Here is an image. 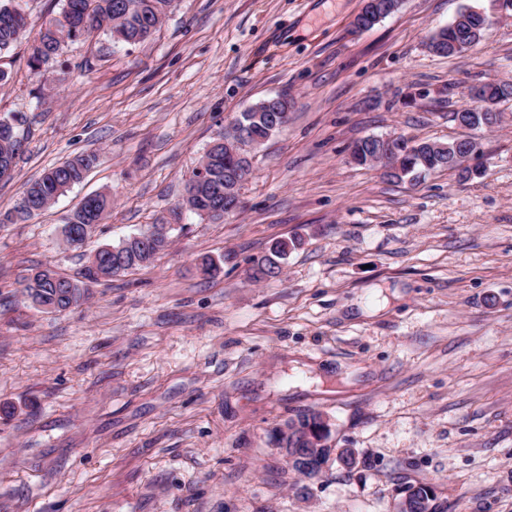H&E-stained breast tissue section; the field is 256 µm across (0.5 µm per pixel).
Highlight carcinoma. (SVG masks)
<instances>
[{"instance_id": "1", "label": "carcinoma", "mask_w": 512, "mask_h": 512, "mask_svg": "<svg viewBox=\"0 0 512 512\" xmlns=\"http://www.w3.org/2000/svg\"><path fill=\"white\" fill-rule=\"evenodd\" d=\"M174 0H64L56 17L42 27L29 46L28 66L36 71L59 55L67 42L86 41L99 33L114 43L136 44L148 39L163 23L171 11ZM18 0H0V52L7 51L25 38L28 17L17 11ZM489 24V17L477 10L466 8L446 27L439 29L429 39L428 49L440 57L458 56L471 48L473 39L482 34ZM474 92V106L465 109L471 115V125L486 127L496 121L483 111L482 100L501 105L512 100V81H482L470 87ZM261 99L242 112V118L250 126V136L256 141H267L277 130L271 127L276 106L265 105ZM20 141L7 135L0 136V163L15 160ZM455 152L454 142H425L423 149L404 156L399 169L401 180L414 181L431 172L448 169V162ZM207 158L205 184L200 195L182 202V206L204 216L218 198L209 187L224 185V173L228 170L224 159V146L216 145L205 153ZM97 160L94 154L78 155L45 171L26 184L17 204L0 211V224L25 222L48 210L58 198L80 183ZM112 207V199L98 194L80 202L68 218L75 226L81 241L91 234L93 227L102 223ZM295 237L279 239L272 243L267 255L253 261L249 277L258 281L279 276L282 261L297 248ZM159 251L151 248L138 253L139 261L122 269L85 266L81 278L68 277L52 266H35L21 281L22 291L31 304H40V311L56 312L80 306L86 300L87 289L83 280L96 282L112 278L151 264ZM220 271L217 260L203 255L196 264V272L204 279L212 278Z\"/></svg>"}]
</instances>
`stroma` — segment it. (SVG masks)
I'll return each instance as SVG.
<instances>
[{"mask_svg":"<svg viewBox=\"0 0 512 512\" xmlns=\"http://www.w3.org/2000/svg\"><path fill=\"white\" fill-rule=\"evenodd\" d=\"M362 0H176L137 45L66 44L44 79L28 41L0 54V116H23L0 210L67 158L96 166L23 224H0V512H392L433 488L447 512H512V102L470 135L486 176L410 184L356 165L357 140L448 141L470 85L512 79L496 0H402L355 28ZM466 8L481 41L443 58L429 35ZM288 95V126L252 155L240 213L181 207L217 132ZM112 210L83 248L61 227L85 196ZM171 246L43 313L27 268L79 277L152 224ZM299 237L279 278L254 258ZM220 259L211 279L196 259ZM315 411L358 466L288 469L273 428Z\"/></svg>","mask_w":512,"mask_h":512,"instance_id":"obj_1","label":"stroma"}]
</instances>
